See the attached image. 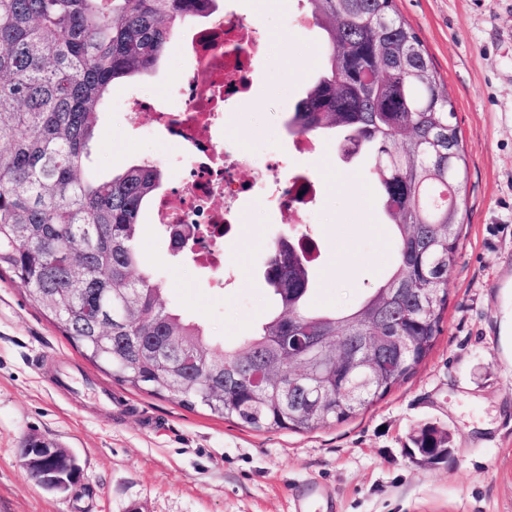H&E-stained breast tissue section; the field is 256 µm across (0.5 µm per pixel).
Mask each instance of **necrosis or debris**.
Instances as JSON below:
<instances>
[{
    "label": "necrosis or debris",
    "mask_w": 512,
    "mask_h": 512,
    "mask_svg": "<svg viewBox=\"0 0 512 512\" xmlns=\"http://www.w3.org/2000/svg\"><path fill=\"white\" fill-rule=\"evenodd\" d=\"M175 47L186 66L160 85L158 94L133 95L123 105L130 121L143 113L154 116L171 158H190L178 184L157 197L150 218L160 229L198 225L200 238L191 259L211 272L213 287L220 288L225 272L235 267L241 199L250 196L275 207L287 223H308L317 182L296 162H316L321 143L293 132L291 149L276 148L259 157L225 136L224 119L234 102L250 96L254 73L265 56L257 20L230 9L209 10L183 27ZM217 196L223 197V207H214Z\"/></svg>",
    "instance_id": "obj_1"
}]
</instances>
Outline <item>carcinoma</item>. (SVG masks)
Returning a JSON list of instances; mask_svg holds the SVG:
<instances>
[{"label":"carcinoma","mask_w":512,"mask_h":512,"mask_svg":"<svg viewBox=\"0 0 512 512\" xmlns=\"http://www.w3.org/2000/svg\"><path fill=\"white\" fill-rule=\"evenodd\" d=\"M206 3L216 0H0V273L18 278L82 356L122 385L255 431L344 423L404 383L441 331L467 178L448 88L394 0H302L323 33L327 65L288 123L369 155L397 262L336 315L309 306L312 253L299 246L288 266L264 272L276 310L238 345L218 348L200 324L167 307L137 246L163 172L143 161L105 178L89 163L113 84L153 70ZM394 288L406 292L381 313L379 376L363 384L323 366L313 381L330 397L310 410L280 374L278 337L353 340L368 328L365 309ZM109 297L128 301L127 317H112L110 345L97 339L100 319L113 312ZM448 447V433L425 424L410 436L408 455L432 466ZM32 457L33 469L56 473L62 491L82 475L64 448L45 443Z\"/></svg>","instance_id":"carcinoma-1"}]
</instances>
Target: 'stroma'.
Masks as SVG:
<instances>
[{
  "label": "stroma",
  "instance_id": "stroma-1",
  "mask_svg": "<svg viewBox=\"0 0 512 512\" xmlns=\"http://www.w3.org/2000/svg\"><path fill=\"white\" fill-rule=\"evenodd\" d=\"M297 2L266 0L268 55L226 129L254 152L278 145L282 115L326 64L317 27L285 28ZM395 4L448 87L468 170L464 239L429 355L345 423L257 432L114 381L62 336L17 279L0 274V512H293L290 493L308 481L326 491L318 512H512V0ZM178 64L169 51L150 73L114 84L92 149L100 173L163 157L152 117L127 124L122 100L133 90L151 92ZM256 125L266 144L250 139ZM322 148L313 226L321 255L310 304L340 312L382 283L397 251L369 157L342 161L330 139ZM243 212L238 265L221 290L173 257L154 225L140 226L138 246L166 301L222 343L248 335L271 312L263 271L273 239L287 230L282 215L255 202H244ZM69 366L110 388L126 412L100 407L89 392L56 393L46 377ZM426 424L448 432L451 453L422 467L407 447ZM30 437L69 449L82 469L79 483L60 492L34 482L21 464Z\"/></svg>",
  "mask_w": 512,
  "mask_h": 512
}]
</instances>
